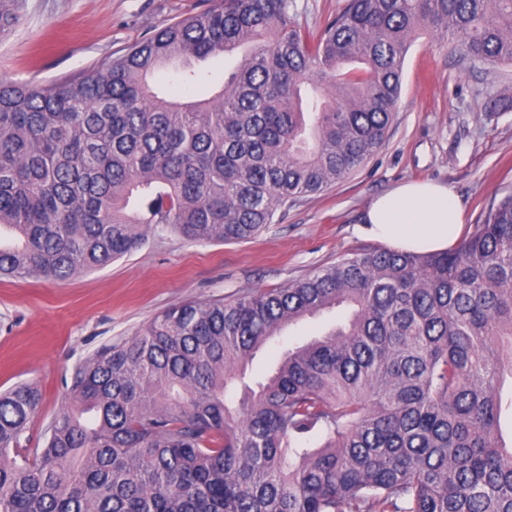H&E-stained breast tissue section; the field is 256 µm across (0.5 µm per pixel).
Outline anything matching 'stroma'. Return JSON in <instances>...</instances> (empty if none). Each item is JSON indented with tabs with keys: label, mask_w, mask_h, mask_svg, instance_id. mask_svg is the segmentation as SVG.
<instances>
[{
	"label": "stroma",
	"mask_w": 512,
	"mask_h": 512,
	"mask_svg": "<svg viewBox=\"0 0 512 512\" xmlns=\"http://www.w3.org/2000/svg\"><path fill=\"white\" fill-rule=\"evenodd\" d=\"M213 0H25L19 24L0 39V81L45 83L92 71L99 60ZM512 67L471 63L421 29L403 64L401 94L385 145L362 168L323 192L297 198L255 239L192 242L152 225L139 249L66 282L0 280V390L29 382L41 393L32 440L72 402L66 381L103 346L133 336L173 305L230 300L269 290L364 250L381 249L362 231L363 211L395 186L429 179L459 196L465 232L512 193ZM347 317L336 308L274 336L246 369L264 381L288 349L323 336Z\"/></svg>",
	"instance_id": "obj_1"
}]
</instances>
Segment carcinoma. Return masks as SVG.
Instances as JSON below:
<instances>
[{"label": "carcinoma", "instance_id": "1", "mask_svg": "<svg viewBox=\"0 0 512 512\" xmlns=\"http://www.w3.org/2000/svg\"><path fill=\"white\" fill-rule=\"evenodd\" d=\"M0 0V36L20 20ZM512 64V0H346L318 30L289 0H215L89 73L0 81V277L63 282L140 247L152 224L251 240L280 206L383 146L419 28ZM247 48L208 98L150 79ZM345 323L225 393L282 328ZM512 195L443 252L372 250L272 290L168 308L75 370L43 446L40 404L0 392V512H512ZM176 67H178L177 63L169 65L158 75V90L169 99H181L185 98L187 95L195 96L198 94L197 90H192L189 94L186 93L184 87H182L177 80V74L175 73Z\"/></svg>", "mask_w": 512, "mask_h": 512}]
</instances>
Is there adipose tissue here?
Listing matches in <instances>:
<instances>
[{
  "label": "adipose tissue",
  "mask_w": 512,
  "mask_h": 512,
  "mask_svg": "<svg viewBox=\"0 0 512 512\" xmlns=\"http://www.w3.org/2000/svg\"><path fill=\"white\" fill-rule=\"evenodd\" d=\"M363 222L367 236L400 251H444L463 232L458 195L433 181L406 182L376 197Z\"/></svg>",
  "instance_id": "obj_1"
}]
</instances>
